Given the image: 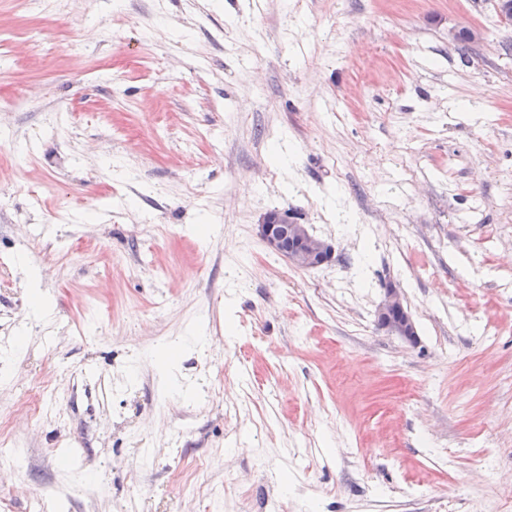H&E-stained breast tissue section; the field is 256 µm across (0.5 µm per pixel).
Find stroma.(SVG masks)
Masks as SVG:
<instances>
[{
	"label": "stroma",
	"instance_id": "stroma-1",
	"mask_svg": "<svg viewBox=\"0 0 512 512\" xmlns=\"http://www.w3.org/2000/svg\"><path fill=\"white\" fill-rule=\"evenodd\" d=\"M0 30V421L25 462L0 512H512L493 0H0ZM273 209L332 263L271 254ZM390 278L417 344L375 323Z\"/></svg>",
	"mask_w": 512,
	"mask_h": 512
}]
</instances>
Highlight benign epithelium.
Listing matches in <instances>:
<instances>
[{
	"label": "benign epithelium",
	"mask_w": 512,
	"mask_h": 512,
	"mask_svg": "<svg viewBox=\"0 0 512 512\" xmlns=\"http://www.w3.org/2000/svg\"><path fill=\"white\" fill-rule=\"evenodd\" d=\"M258 234L269 252L303 269H315L329 262L335 248L326 240L311 235L307 226L288 209H273L264 214ZM375 321L379 328L409 342H417V328L404 304L400 288L389 282L384 288Z\"/></svg>",
	"instance_id": "obj_1"
}]
</instances>
